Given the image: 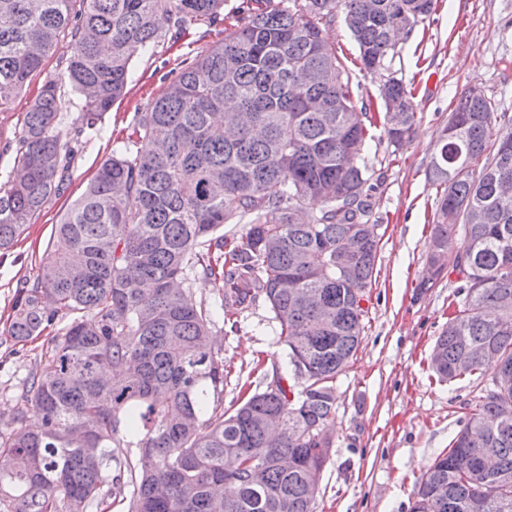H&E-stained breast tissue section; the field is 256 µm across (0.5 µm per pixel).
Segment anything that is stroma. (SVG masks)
Returning a JSON list of instances; mask_svg holds the SVG:
<instances>
[{"instance_id": "1", "label": "stroma", "mask_w": 512, "mask_h": 512, "mask_svg": "<svg viewBox=\"0 0 512 512\" xmlns=\"http://www.w3.org/2000/svg\"><path fill=\"white\" fill-rule=\"evenodd\" d=\"M322 33L339 56L350 60L354 95L376 98L379 80L354 66L358 47L343 19ZM223 40V24L201 25L178 41L161 43L154 53H136L123 98L102 119L101 137L90 140L81 133L80 99L71 96L59 127L61 139L84 142L85 148L71 165L68 188L9 251L0 252V429L9 427L57 332L48 327L28 342L7 335L18 288L36 283L55 224L101 162L122 147L134 113L162 93L169 72L180 71ZM71 51L69 36L60 37L44 70L9 110L0 112L1 185L16 175L17 134L25 112L43 83L59 76V63ZM391 71L412 91L416 118L402 147L383 136L365 154L378 185L370 221L378 226L380 251L361 343L336 378V446L324 467L314 512H409L420 478L491 385L489 376L478 373L449 385L430 378L432 346L448 322L459 281L449 274L431 288L421 290L417 284L428 270L426 242L436 202L428 169L455 103L477 86L499 111L512 115V0H437L424 23L398 40ZM275 329L260 307L239 329L218 335L229 371L225 401L236 399L241 384L258 382L257 359L284 361Z\"/></svg>"}]
</instances>
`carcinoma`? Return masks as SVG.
Here are the masks:
<instances>
[{"label":"carcinoma","mask_w":512,"mask_h":512,"mask_svg":"<svg viewBox=\"0 0 512 512\" xmlns=\"http://www.w3.org/2000/svg\"><path fill=\"white\" fill-rule=\"evenodd\" d=\"M434 0H254L224 42L193 60L134 114L112 152L55 225L35 286L19 289L7 334L27 341L70 317L22 395L0 452V512H313L311 477L335 448L336 375L359 347L380 242L360 161L375 140L371 104L322 37L345 15L361 69L380 78L383 123L400 147L416 104L387 74L395 38ZM224 0H0V112L42 70L62 35L63 77L98 125L126 89L134 54L219 20ZM49 79L25 113L0 188V250L64 191L76 150ZM429 168L435 224L431 288L460 285L437 337L440 382L483 372L479 397L448 451L422 475L411 512H512V118L467 90ZM142 148H137V145ZM136 152H131V148ZM244 224L238 237L226 224ZM463 231L466 248H451ZM220 277L223 320L266 307L291 373L224 409L214 321L181 288Z\"/></svg>","instance_id":"1"}]
</instances>
